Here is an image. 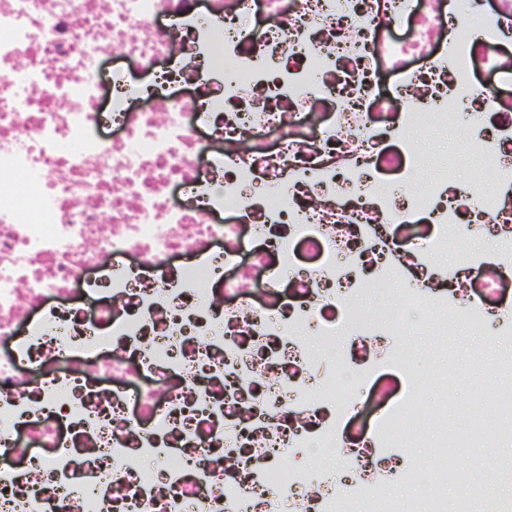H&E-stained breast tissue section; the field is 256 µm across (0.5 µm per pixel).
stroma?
<instances>
[{
  "label": "stroma",
  "instance_id": "35a3bbf8",
  "mask_svg": "<svg viewBox=\"0 0 512 512\" xmlns=\"http://www.w3.org/2000/svg\"><path fill=\"white\" fill-rule=\"evenodd\" d=\"M405 135L423 145L413 189L424 187L444 169L462 182L482 183L487 162L472 139L460 135L456 124L444 129L419 124L408 128ZM397 342L418 374L420 408L447 401L449 438L465 434L481 411L483 395L501 382L492 367L499 348L495 337L473 335L465 325L443 329L425 321L408 325ZM491 448L496 449L498 459V472L494 475L479 463L484 451ZM463 463L469 483L482 491L481 500L472 506L473 512H485V502L512 492V446L499 445L493 436H486L479 447L468 450Z\"/></svg>",
  "mask_w": 512,
  "mask_h": 512
}]
</instances>
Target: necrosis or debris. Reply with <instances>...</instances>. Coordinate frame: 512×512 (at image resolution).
Returning a JSON list of instances; mask_svg holds the SVG:
<instances>
[{
  "label": "necrosis or debris",
  "mask_w": 512,
  "mask_h": 512,
  "mask_svg": "<svg viewBox=\"0 0 512 512\" xmlns=\"http://www.w3.org/2000/svg\"><path fill=\"white\" fill-rule=\"evenodd\" d=\"M113 52L155 74L105 113ZM451 120L485 187L411 190ZM511 286L512 0H0V512H469L512 389L454 442L430 411L432 475L390 339L511 336ZM386 289H377L362 301V308L371 316H381L399 302L400 294L397 287ZM432 433L433 427L427 424L426 419L419 418L416 422L415 430L405 437L404 444L414 448V452L417 455L430 460V448H420V446L422 441Z\"/></svg>",
  "instance_id": "4bbe7bcc"
}]
</instances>
